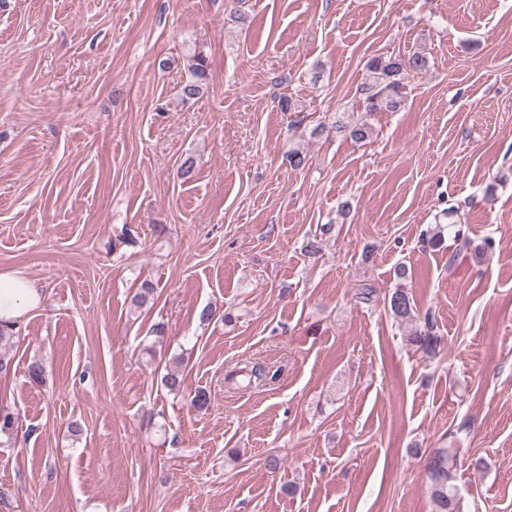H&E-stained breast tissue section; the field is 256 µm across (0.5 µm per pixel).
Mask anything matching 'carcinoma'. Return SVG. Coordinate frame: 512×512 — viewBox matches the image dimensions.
Instances as JSON below:
<instances>
[{
    "mask_svg": "<svg viewBox=\"0 0 512 512\" xmlns=\"http://www.w3.org/2000/svg\"><path fill=\"white\" fill-rule=\"evenodd\" d=\"M428 67L427 56L414 52L408 56L374 57L366 64V78L362 86L364 114L351 123L336 125V130L345 132L358 142H365L372 136V126L366 115L371 112H396L404 102L403 80L412 72ZM189 77L180 87L181 99L188 102L201 97L207 88L209 62L202 54L192 56L188 64ZM390 311L395 318L406 321L413 317V304L403 285H398L389 298ZM433 326L415 330L410 342L429 352L434 349L437 338L432 334ZM162 385L172 393L183 389V374L172 368L161 378ZM452 448H438L428 463L431 497L435 512H461L460 498L455 485L454 457Z\"/></svg>",
    "mask_w": 512,
    "mask_h": 512,
    "instance_id": "carcinoma-1",
    "label": "carcinoma"
}]
</instances>
